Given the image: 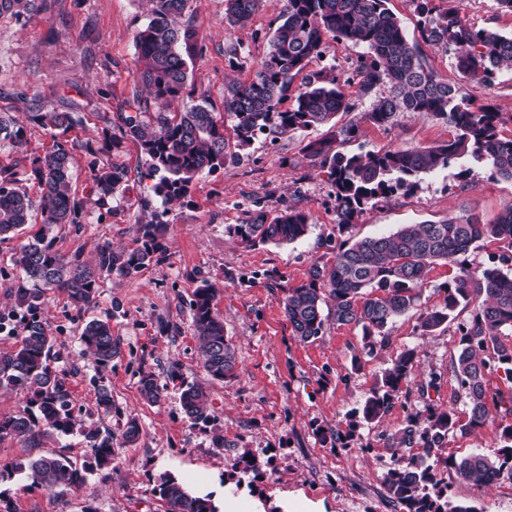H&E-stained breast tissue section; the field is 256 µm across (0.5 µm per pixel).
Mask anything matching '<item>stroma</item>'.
<instances>
[{
	"label": "stroma",
	"mask_w": 512,
	"mask_h": 512,
	"mask_svg": "<svg viewBox=\"0 0 512 512\" xmlns=\"http://www.w3.org/2000/svg\"><path fill=\"white\" fill-rule=\"evenodd\" d=\"M224 5V0H188L184 17L199 31L198 52L184 94L169 103V111H182L201 95L223 111L225 87L250 80L267 55L285 0H263L248 24L236 28L227 26ZM417 5V0L387 3L426 66L460 85L473 108L489 105L501 112V130L512 135V73L490 85L463 80L454 48L422 41ZM434 5L459 11L473 28L512 33V14L501 12L496 0H434ZM146 23V0H50L48 10L21 18L0 14V113L27 121L23 147L0 143V168L18 171L36 201L40 188L30 174L33 158L58 141L72 147L73 187L85 202V215L79 226L58 230L59 252L89 262L103 244L133 247L138 225L153 221L161 224L166 247L140 271L105 276L89 310H77L62 292H47L40 317L55 340L56 364L72 394L76 424L71 433L44 439L37 449L17 438L0 442V466L61 450L78 457L86 450L83 429L108 428L114 446L108 473L95 472L79 486L53 490L32 488L31 475H16L1 479L0 491L16 512H83L88 505L96 512H164L153 488L160 475L170 473L190 484L215 480L224 512H252L258 503L263 512H286L292 499L312 512H406L388 499L383 483L395 460L409 453L393 447L392 437L409 417L433 404L452 408L458 419L436 466L449 502L475 506L477 512H512V478L477 486L461 481L454 467L476 449L497 455L502 446L498 408L490 407L483 426L469 427L468 398L453 368L459 334L449 327L425 335L418 328L420 313L442 304V287L459 265L435 263L416 308L398 317L387 339L371 349L365 348L360 327L331 319L318 340L300 341L282 308L284 288L305 282L313 264H332L344 237H374L404 224L470 216L490 224L512 206V183L492 178L488 168L473 162L465 176L456 166L425 174L410 190L367 207L343 235L326 170L305 150L308 142L327 138V127L320 126L274 140L258 137L240 160L201 173L184 202L162 204L139 147L129 140L117 147L104 140L121 116L139 110L134 38ZM231 47L238 55L234 66L226 56ZM349 99L351 111L338 115L336 124H357L359 132L351 141L335 142L345 153L438 145L456 134L443 120L413 112L399 113L384 129L364 118L372 98L353 92ZM51 111L75 113L77 121L62 132L27 120L30 113ZM109 165L125 168L128 180L101 207L89 195L92 175ZM289 207L304 211L310 224L295 242L250 246L230 230L251 211L273 217ZM22 242L19 236L0 241L4 316L15 308L11 287L21 271L14 257ZM205 282L217 290L215 310L235 349L237 376L224 382L213 380L199 358L190 302ZM105 316L119 354L102 372L79 337L87 320ZM408 349L416 358L398 400L374 422L355 421V411L385 370ZM174 370L180 380H172ZM144 372L156 379L160 401L142 399L138 380ZM433 377L438 386L427 389ZM183 380L208 392L211 423L186 419L179 390ZM101 381L112 391L108 416L95 405L94 388ZM130 418L140 432L128 443L123 431ZM332 432L340 442H322V434ZM245 454L259 460V473L243 472L238 461Z\"/></svg>",
	"instance_id": "1"
}]
</instances>
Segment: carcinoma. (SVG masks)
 Segmentation results:
<instances>
[{
    "mask_svg": "<svg viewBox=\"0 0 512 512\" xmlns=\"http://www.w3.org/2000/svg\"><path fill=\"white\" fill-rule=\"evenodd\" d=\"M31 0H0V12L17 17L30 10ZM149 20L137 33L135 46L140 68L136 88L147 91L140 112L120 117L112 146L122 140L136 142L148 162L147 176L156 179L153 193L166 202L190 194L193 181L203 170L221 168L236 161L224 138V117L207 99L193 104L177 116L151 111L183 94L189 78V62L196 53L198 31L181 22L187 0H146ZM388 0H285L282 14L270 40V50L249 82L233 83L224 91V111L233 120L232 129L239 150L249 147L259 135L274 139L296 130L328 125L340 112L350 109L345 87L357 85L360 96L370 95L383 84L391 94L374 100L365 118L379 127L393 124L400 112H427L456 130L454 139L436 146L390 149L384 152L344 154L332 148L334 139L309 142L305 150L321 157L327 169L336 201V226L344 232L368 206L395 191L412 185L420 174L447 169L471 158L489 167L491 176L512 182V137L502 134L501 113L490 106L473 110L460 88L439 78L423 63L416 45L409 43L399 21L387 7ZM432 0H419L420 34L431 44L453 45L456 66L470 81L493 82L497 74L512 72V35L491 29L462 25L455 11L438 12ZM261 0H226L225 22L230 27L245 25L258 10ZM330 35L353 46H365L367 55L358 59L352 74L342 78L334 69L305 73L322 53L323 38ZM303 76L298 87L295 79ZM293 99L292 107H281ZM29 120L46 127L68 128L76 118L72 112H35ZM0 140L17 147L24 144L23 122L0 115ZM70 151L57 143L33 161L31 173L42 195L34 205L22 186L19 172L0 168V237L25 230L32 212H40L42 227L21 247L17 263L24 272L13 287L22 336L12 350L0 353V387L27 393L18 413L0 416V441L20 438L29 447H39L54 434L67 435L74 425V406L65 377L54 366V343L39 317L45 289L67 294L76 308L87 309L96 301L100 281L112 273L130 274L148 266L163 252L161 226L141 224L135 247L114 251L99 247L93 263L81 256L62 255L55 248L52 229L63 224H79L83 201L71 189ZM127 180V172L108 166L93 176L91 192L104 204ZM308 217L289 208L270 218L262 211L249 214L245 222L233 226L234 234L248 245L283 244L303 237ZM486 238L508 242L512 247V207L506 208L491 224L475 217L463 222L442 221L405 224L388 235L346 240L337 248L332 265L313 264L307 281L284 289V316L293 334L303 342L323 335V306L333 304V319L339 326L361 327L365 345L372 348L376 338L387 336V327L413 309L430 267L437 261L456 262ZM439 306L426 309L419 317L424 334L456 326L460 349L454 361L457 380L470 402L469 426L486 422L489 403L503 402L501 395L489 393L485 374L504 369L512 381V346L501 337L512 333V274L498 268L471 270L465 266L447 284ZM217 289L203 284L190 303L197 336L201 341L200 361L212 379L236 377V360L230 340L224 335V321L214 311ZM471 309L459 318V310ZM80 342L102 370L112 366L118 346L107 320L92 318L81 332ZM415 351L407 349L393 362L381 383L366 400L362 420L381 418L399 398L400 383L414 364ZM181 405L185 417L194 424L211 419L206 391L181 381ZM142 397L156 403L161 390L150 373L139 378ZM97 407L112 413V391L95 386ZM503 446L491 458L473 452L455 464L457 474L476 485H490L502 477H512V400L501 415ZM453 410L430 405L424 427L414 419L400 429L393 441L398 446L419 443L424 453L395 463L385 478L388 498L402 504L407 512H477L472 506L448 502L446 491L429 459L441 450L448 432L456 427ZM88 452L78 461L64 453L21 458L8 472H31L37 488L52 490L76 486L90 471H103L112 463V431L89 427L83 431ZM154 492L166 502L167 512H219L213 494L193 496L173 475L165 474Z\"/></svg>",
    "mask_w": 512,
    "mask_h": 512,
    "instance_id": "1",
    "label": "carcinoma"
}]
</instances>
